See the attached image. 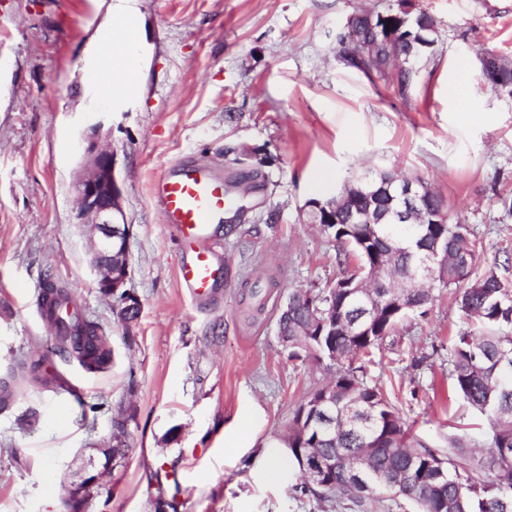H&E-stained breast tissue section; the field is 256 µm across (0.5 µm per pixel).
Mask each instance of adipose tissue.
<instances>
[{
	"label": "adipose tissue",
	"mask_w": 512,
	"mask_h": 512,
	"mask_svg": "<svg viewBox=\"0 0 512 512\" xmlns=\"http://www.w3.org/2000/svg\"><path fill=\"white\" fill-rule=\"evenodd\" d=\"M117 12L120 19L112 26V41L103 46L94 76L98 82H111L113 98L120 99L138 89L136 49L140 26L130 0H120Z\"/></svg>",
	"instance_id": "1"
}]
</instances>
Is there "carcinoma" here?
I'll list each match as a JSON object with an SVG mask.
<instances>
[{"mask_svg":"<svg viewBox=\"0 0 512 512\" xmlns=\"http://www.w3.org/2000/svg\"><path fill=\"white\" fill-rule=\"evenodd\" d=\"M373 18H380V14L352 15L357 42L377 43ZM425 52L418 45H402L401 55L410 61L404 62L394 76L400 85L409 83L413 64ZM338 55L349 66L382 80L393 67L390 52L382 44L372 57L360 55L357 47L343 45ZM329 231L344 253L354 254L360 265L366 266L390 253L391 237L400 228L395 224H349L347 216L338 212ZM443 232L448 236V253L466 257L468 266L458 275L448 274L446 282L434 276L415 296L429 305L434 299L433 286H459L461 315L478 323L477 331L465 329L455 336L448 349V377L454 392L486 416L488 452L476 455L463 440L452 438L445 454L416 439L398 409L357 375L354 360L380 345L409 311L384 319L369 336L360 335L355 329L340 331L331 322L306 337L307 349H288L290 360L310 358L333 371L332 379L312 390L298 406L289 425L288 450L300 471V482L293 485L295 492L329 502L335 508L366 509L384 494L379 480L400 474L402 480L390 500L406 502L415 512H512V282L493 269L482 274L474 271L476 242L462 224L450 220ZM417 263V257L398 253L394 269L406 279ZM44 289L45 299L49 300L45 318L57 328L63 351L89 370L106 369L112 350L103 327L75 311L66 318L59 316L58 311L72 303L70 293L49 278ZM288 298L294 307L288 318L279 319L285 333L311 326L331 304L338 303L334 286L317 292L296 291ZM42 366V360L30 356L17 362L18 369L31 380L46 385L48 378L42 373ZM326 393L336 394V405L316 408V402ZM131 418L132 414L120 405L112 412L114 458L126 455ZM363 452L370 461L372 487L368 491L354 481L351 469L352 460ZM318 458L336 461V466L328 468L319 482L312 475Z\"/></svg>","mask_w":512,"mask_h":512,"instance_id":"1","label":"carcinoma"}]
</instances>
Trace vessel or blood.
Segmentation results:
<instances>
[{
	"mask_svg": "<svg viewBox=\"0 0 512 512\" xmlns=\"http://www.w3.org/2000/svg\"><path fill=\"white\" fill-rule=\"evenodd\" d=\"M153 197L168 224L187 247L178 278L193 302L216 301L224 278V260L213 233L232 205L223 177L203 168L184 165L163 173L153 186Z\"/></svg>",
	"mask_w": 512,
	"mask_h": 512,
	"instance_id": "obj_1",
	"label": "vessel or blood"
}]
</instances>
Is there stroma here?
<instances>
[{
    "label": "stroma",
    "instance_id": "35a3bbf8",
    "mask_svg": "<svg viewBox=\"0 0 512 512\" xmlns=\"http://www.w3.org/2000/svg\"><path fill=\"white\" fill-rule=\"evenodd\" d=\"M116 2L0 0V378L34 351L54 380L18 382L0 410V512H67L68 490L88 469L99 480L84 512H155L150 478L170 467L180 512H334L252 476L259 450L284 441L327 377L289 359L277 332L288 293L329 287L344 272L335 242L302 209L367 167L398 169L428 182L466 227L477 273L512 258V95L484 90L479 63L483 53L512 60V0H409L436 34L403 89L336 54L352 14L397 0H134L140 89L122 101L91 78ZM95 135L114 150L130 224L127 286L141 313L128 330L89 266L92 230L75 221ZM181 161L235 175L246 190L236 220L217 229L225 278L209 307L180 287L174 234L152 195ZM48 277L104 327L107 369L59 355L38 314ZM458 293L436 288L425 316H408L356 360L360 378L441 451L453 435L487 441L485 421L448 379V348L466 325ZM121 402L133 418L115 466L105 451ZM253 408L252 449L225 447V431Z\"/></svg>",
    "mask_w": 512,
    "mask_h": 512
}]
</instances>
